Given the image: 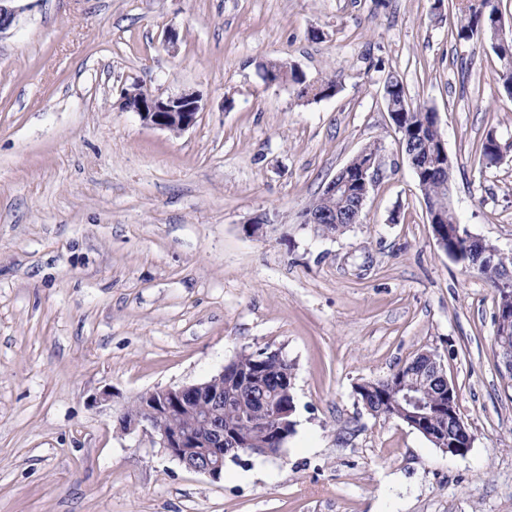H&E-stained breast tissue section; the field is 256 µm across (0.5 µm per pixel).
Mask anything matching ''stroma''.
<instances>
[{
  "label": "stroma",
  "instance_id": "obj_1",
  "mask_svg": "<svg viewBox=\"0 0 512 512\" xmlns=\"http://www.w3.org/2000/svg\"><path fill=\"white\" fill-rule=\"evenodd\" d=\"M455 26L434 0H26L0 40V512H512L497 294L433 240L383 99L391 74L436 112L457 222L512 253V95L489 42ZM280 59L338 93L267 84ZM135 84L199 95L196 124L122 110ZM368 147L361 223L300 228ZM263 212L278 230L247 237ZM264 348L295 366L278 454L215 482L117 432L139 393ZM423 351L459 392L466 455L354 393Z\"/></svg>",
  "mask_w": 512,
  "mask_h": 512
}]
</instances>
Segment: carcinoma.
<instances>
[{
    "instance_id": "carcinoma-1",
    "label": "carcinoma",
    "mask_w": 512,
    "mask_h": 512,
    "mask_svg": "<svg viewBox=\"0 0 512 512\" xmlns=\"http://www.w3.org/2000/svg\"><path fill=\"white\" fill-rule=\"evenodd\" d=\"M454 9L457 25L456 38L470 41L480 36L483 29L488 28L493 14L498 12L494 0H448ZM265 79L280 84H291L296 87L297 97L301 100H321L332 97L337 92L336 75H329L321 82L307 81L304 73L295 68L282 71L277 61H267L261 65ZM404 124L410 139L402 144L404 150L421 153L424 148L437 145L440 135L438 122L435 121L433 110L425 107L406 105ZM480 154L487 165L499 161L501 147L492 136L486 138L480 148ZM451 174L443 169L426 172L417 178L423 198L431 201L441 209L444 223L450 233L446 248L455 253V261L469 273L482 277L495 291H500L504 273L512 269V254L500 251L491 252L487 245L465 246V239L457 234L467 233V227L456 223L453 213L448 211V196L443 191V183ZM430 361L424 355H415L412 359L398 367L384 379L371 381L373 389L359 393L360 401L367 404L369 414L379 417L400 418V409L405 407L401 401L403 392L411 389L422 399L425 406L432 411V417L425 426L428 432H440L453 437L456 434L454 417L448 414V392L440 383L429 376ZM258 378L259 385L243 383L244 376ZM294 378V365L286 359H270L262 364L256 361L254 353L241 352L234 368L224 375V432H235L246 429L248 437L256 442L266 443L275 435L276 426H246L250 414L262 409V399L278 397L277 405L288 403L286 381Z\"/></svg>"
}]
</instances>
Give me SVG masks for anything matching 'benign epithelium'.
Segmentation results:
<instances>
[{
	"mask_svg": "<svg viewBox=\"0 0 512 512\" xmlns=\"http://www.w3.org/2000/svg\"><path fill=\"white\" fill-rule=\"evenodd\" d=\"M20 0H0V38L12 33L23 7ZM122 108L139 115L147 125L167 130L179 135L193 127L200 112L199 98L189 92L162 97L151 93L134 95L123 92ZM353 164H347L341 171L325 183L322 196L329 199L347 192ZM379 172V159L372 154L360 168L361 189L356 192L348 205L337 216L336 223L349 227L361 217L369 196L370 188ZM273 223L269 214L261 213L252 217L244 225L245 234L252 238L263 239ZM495 335L502 340L498 350L503 376L512 380V315L504 313L498 318ZM233 368L227 364L223 370L210 379L199 383L183 384L174 387H157L137 397L140 403L139 413L130 419L119 421L124 434L141 432L148 435L152 442L159 445L185 469L203 474L213 481L224 479L226 461H237L243 455H272L279 452L277 448H257L254 442L235 436L232 447H224V426L220 422L221 410L224 408V374ZM403 400L410 407V426L421 429L427 424L429 412L419 397L406 392ZM193 415L197 424L188 429L172 425L177 417ZM458 435L450 440L441 434L428 435L439 449L450 456H463L471 448L473 438L460 415H455Z\"/></svg>",
	"mask_w": 512,
	"mask_h": 512,
	"instance_id": "obj_1",
	"label": "benign epithelium"
}]
</instances>
